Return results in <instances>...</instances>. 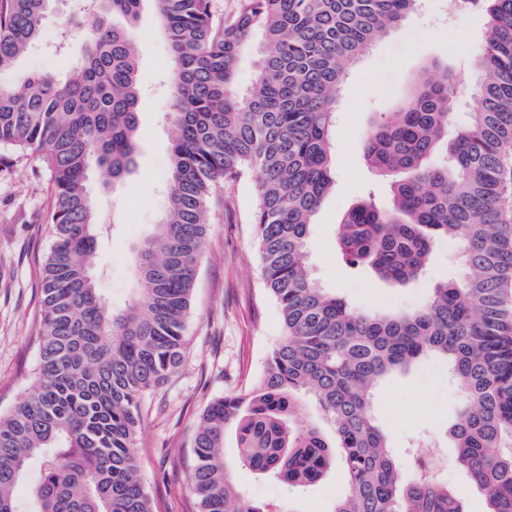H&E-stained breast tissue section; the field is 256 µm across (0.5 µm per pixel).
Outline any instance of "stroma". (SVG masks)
<instances>
[{"mask_svg": "<svg viewBox=\"0 0 512 512\" xmlns=\"http://www.w3.org/2000/svg\"><path fill=\"white\" fill-rule=\"evenodd\" d=\"M72 11L56 10L45 21L38 49L23 55L0 82L20 83L29 73L54 70L66 77L70 62L83 53L85 31L70 28ZM69 29L65 48L55 30ZM485 16L474 9L451 14L448 0H418L415 10L380 34L350 68L336 99L331 134L335 184L312 218L307 241L315 281L357 311H414L425 305L435 284L460 270L458 248L439 239L426 272L406 287L380 279L369 267L348 266L335 243L336 226L359 201L380 208L391 204V177L374 171L364 156L368 129L380 114L406 97L420 68L449 64L464 79L459 120L476 106L471 79ZM134 46L141 94L138 103L137 166L122 184L96 189L97 212L107 230L95 257L100 294L119 311L135 298L131 253L165 207L170 177L171 134L165 117L171 110L168 47L160 35L153 0H145ZM52 184L48 171L32 160H17L0 174V412L8 411L34 383L42 312V262L51 242L45 216ZM258 202L257 175L226 184L211 200L210 226L204 238L186 323L187 349L169 382L145 399L138 445L141 476L162 512H194L189 475L194 464L193 428L213 398L249 389L269 352L284 334L280 310L267 292L260 268L253 214ZM464 399L448 380L446 364L421 359L407 374L382 383L374 406L376 420L402 467L412 478L411 443L428 439L436 478L463 496L465 512H486V498L456 463L448 438ZM224 458L235 482L251 501L271 512H331L346 490L341 470L316 485L298 490L271 475H260L237 461L233 438Z\"/></svg>", "mask_w": 512, "mask_h": 512, "instance_id": "stroma-1", "label": "stroma"}]
</instances>
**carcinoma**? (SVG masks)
<instances>
[{
	"mask_svg": "<svg viewBox=\"0 0 512 512\" xmlns=\"http://www.w3.org/2000/svg\"><path fill=\"white\" fill-rule=\"evenodd\" d=\"M56 2L0 0V72L36 44ZM142 2L94 0L95 23L66 81L44 70L0 84V147L41 163L53 185L38 377L0 415V512H19L15 491L34 459L42 476L30 512H160L141 481L142 404L184 356L210 198L248 170L259 174L256 240L284 336L250 389L213 398L199 416L190 473L198 512H270L235 484L224 462L229 432L240 464L293 488L339 467L348 487L331 512H464L462 495L434 478H403L372 411L384 379L427 357L447 363L464 390L449 428L457 465L485 493L486 512H512V216L503 207L512 0H477L487 34L472 122L448 139L461 79L433 62L365 138L370 166L397 179L391 209L365 200L343 217L345 261L405 286L426 271L437 239L459 247L462 276L403 313L351 309L314 281L305 248L334 182L329 134L341 85L416 0H239L223 24L213 0H155L173 98L167 206L133 252L138 300L112 310L93 280L102 225L90 178L97 169L115 187L136 167ZM257 33L255 85L241 92L234 64ZM305 399L333 438L296 419Z\"/></svg>",
	"mask_w": 512,
	"mask_h": 512,
	"instance_id": "cac0c4a2",
	"label": "carcinoma"
}]
</instances>
